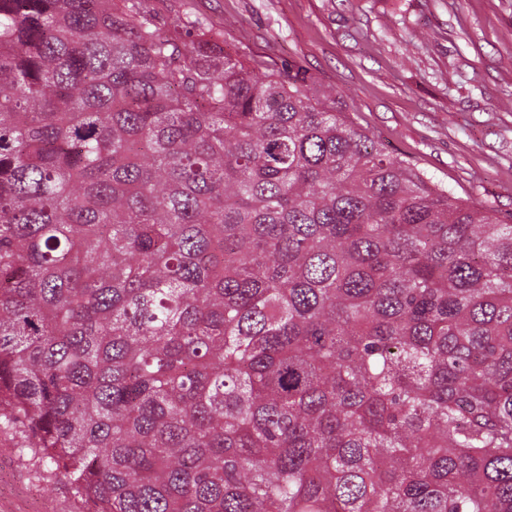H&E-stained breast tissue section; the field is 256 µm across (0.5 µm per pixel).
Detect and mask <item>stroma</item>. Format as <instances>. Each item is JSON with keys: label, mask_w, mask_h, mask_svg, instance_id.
I'll return each mask as SVG.
<instances>
[{"label": "stroma", "mask_w": 512, "mask_h": 512, "mask_svg": "<svg viewBox=\"0 0 512 512\" xmlns=\"http://www.w3.org/2000/svg\"><path fill=\"white\" fill-rule=\"evenodd\" d=\"M159 26L223 29L249 66L340 90L356 125L468 204L512 218V0H151ZM0 430V512H81Z\"/></svg>", "instance_id": "35a3bbf8"}]
</instances>
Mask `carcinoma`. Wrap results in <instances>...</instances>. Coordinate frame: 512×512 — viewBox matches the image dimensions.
Instances as JSON below:
<instances>
[{
	"label": "carcinoma",
	"mask_w": 512,
	"mask_h": 512,
	"mask_svg": "<svg viewBox=\"0 0 512 512\" xmlns=\"http://www.w3.org/2000/svg\"><path fill=\"white\" fill-rule=\"evenodd\" d=\"M147 0H0V428L86 512H512V224Z\"/></svg>",
	"instance_id": "1"
}]
</instances>
